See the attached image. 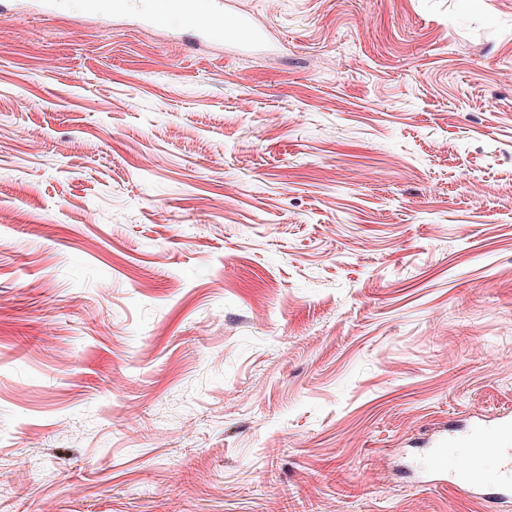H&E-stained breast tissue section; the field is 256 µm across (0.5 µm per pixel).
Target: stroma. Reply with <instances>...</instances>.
Wrapping results in <instances>:
<instances>
[{
	"instance_id": "stroma-1",
	"label": "stroma",
	"mask_w": 512,
	"mask_h": 512,
	"mask_svg": "<svg viewBox=\"0 0 512 512\" xmlns=\"http://www.w3.org/2000/svg\"><path fill=\"white\" fill-rule=\"evenodd\" d=\"M277 52L0 19V512H484L512 416V0H236ZM461 448L459 456H448L444 446L427 448L424 468L430 469L433 480H442V486L481 500L493 511L495 499L512 489V420L475 425ZM486 456L497 458L495 469L485 468Z\"/></svg>"
}]
</instances>
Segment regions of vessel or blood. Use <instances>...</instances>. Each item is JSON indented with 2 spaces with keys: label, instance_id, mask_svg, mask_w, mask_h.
Here are the masks:
<instances>
[{
  "label": "vessel or blood",
  "instance_id": "obj_1",
  "mask_svg": "<svg viewBox=\"0 0 512 512\" xmlns=\"http://www.w3.org/2000/svg\"><path fill=\"white\" fill-rule=\"evenodd\" d=\"M164 6L193 46L223 40L251 49L268 43L265 28L238 12L234 0H164ZM424 466L448 488L494 504L512 491V420L475 425L458 455H449L444 446L428 449Z\"/></svg>",
  "mask_w": 512,
  "mask_h": 512
}]
</instances>
